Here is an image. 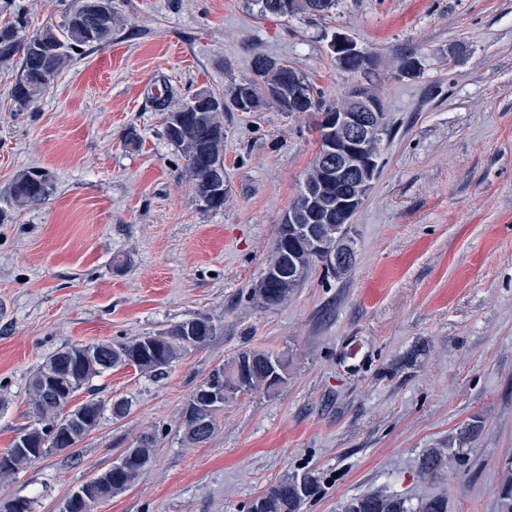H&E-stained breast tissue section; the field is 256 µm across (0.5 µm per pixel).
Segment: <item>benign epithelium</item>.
I'll return each mask as SVG.
<instances>
[{
	"label": "benign epithelium",
	"instance_id": "benign-epithelium-1",
	"mask_svg": "<svg viewBox=\"0 0 512 512\" xmlns=\"http://www.w3.org/2000/svg\"><path fill=\"white\" fill-rule=\"evenodd\" d=\"M331 51L338 57H355L363 64L349 70L352 75H364L370 65V57L350 38L338 34L330 43ZM352 108L348 112H325L322 114V130L318 135L317 158L322 175L316 183H304L301 197L307 201V208L298 211L288 208L282 218V225H302V231L316 250V262L324 270L340 274L352 265L355 259L353 247L343 244L335 250H319L321 229L319 224L332 223V215L341 216L337 226L339 238L349 237L351 219L356 208L341 198L334 197L335 184L344 180L355 183L360 197H365L376 178L380 164L369 151L372 142L381 140L386 129V112L368 92L362 82H356L348 92ZM208 183L212 193L201 199L203 206L215 205L225 190L224 165L213 164L208 171ZM204 400L213 407L224 403V386L214 382L201 390ZM101 499L94 491L90 480L76 488L61 504L58 512H93L94 505Z\"/></svg>",
	"mask_w": 512,
	"mask_h": 512
}]
</instances>
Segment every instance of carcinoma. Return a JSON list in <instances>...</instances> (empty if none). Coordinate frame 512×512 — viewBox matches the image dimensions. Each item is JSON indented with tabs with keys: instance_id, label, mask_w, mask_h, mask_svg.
<instances>
[{
	"instance_id": "obj_1",
	"label": "carcinoma",
	"mask_w": 512,
	"mask_h": 512,
	"mask_svg": "<svg viewBox=\"0 0 512 512\" xmlns=\"http://www.w3.org/2000/svg\"><path fill=\"white\" fill-rule=\"evenodd\" d=\"M336 6V0H298L291 14H325ZM118 12L113 9L99 21L85 17L83 0H74L61 30L47 28L38 34L36 47L26 43L22 25L18 20L0 26V64L9 66L20 63V79L15 86V97L26 105L41 96L55 77L64 70L77 55V49L100 45L112 37ZM257 74L251 85V93L244 94L236 83L227 96H217L202 91L195 94L201 99L176 101L172 91L166 89L155 96L156 110L166 115L181 114L185 117L183 129L171 135L164 129L165 137H174V148L184 159L186 172L195 193L206 189L205 171L209 165L224 162L223 112L236 107L243 96L250 100L251 112L274 107L280 112H339L350 109L348 99L338 104L326 105L314 95L312 83L302 73L284 62L270 63L268 57L257 55L252 60ZM302 83L309 99L308 106H299L288 96V80ZM52 191L51 178L35 179V170L29 169L17 175L11 184L8 197L10 205L18 210L37 206L44 202ZM314 265L313 255L307 244L299 239L293 227L279 228L265 270L283 269L282 278L268 279L264 276L256 281L251 294L264 306H281L297 292L307 280ZM187 322L171 325L156 336H139L122 342H101L86 345L65 346L43 358L29 382V400L34 423L26 427L20 436L29 444L26 449L16 444L4 452L8 462L0 464V479L6 481L18 470L36 462L35 452L42 448L46 430L57 431L63 442H80L100 424L104 415V403L91 396L78 404L82 413L80 423L65 425L63 406L49 389L48 378L56 379L57 385L78 395L83 389L91 390L89 383L108 369L129 365L143 374L157 376L173 362L184 356L192 345L187 332ZM216 326L213 320L201 315L192 323L191 332L197 342L204 345L213 336ZM290 358L288 353L273 354L263 350L239 351L230 361L222 365L209 379L224 382L227 393L269 392L288 379ZM218 411L207 413L208 428L200 437L182 422L183 440L191 445L207 442L217 429ZM478 430V425L468 424L459 428L448 441V447L429 448L420 460L421 473L434 478L448 468V461L457 465L466 464L465 445ZM154 436L144 434L136 440L137 459L128 460L118 469L108 468L97 476L96 489L107 497L117 496L132 488L146 472L145 461L153 460ZM318 480L311 473L293 475L281 479L257 497L259 512H302L306 500L315 496ZM343 512H448V499L443 495L429 496L412 505L407 500L389 494L365 493L347 500Z\"/></svg>"
}]
</instances>
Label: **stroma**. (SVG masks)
Instances as JSON below:
<instances>
[{"label": "stroma", "mask_w": 512, "mask_h": 512, "mask_svg": "<svg viewBox=\"0 0 512 512\" xmlns=\"http://www.w3.org/2000/svg\"><path fill=\"white\" fill-rule=\"evenodd\" d=\"M72 0L20 6L25 36L59 26ZM111 39L83 49L34 103L0 65V451L32 415L31 374L66 345L122 342L200 315L217 329L158 377L131 366L94 378L97 399H129L75 448L0 483L57 512L139 436L154 459L95 512H248L287 476L320 485L302 512H341L365 492L448 512H499L512 474V0H337L323 16L260 14L252 0H112ZM370 52L366 81L389 128L377 179L352 218L356 256L314 268L287 304L251 288L318 149L314 112L224 115V206H201L164 136L154 98L226 94L262 54L288 62L328 104L353 83L335 34ZM411 54L422 64L403 76ZM136 130L138 146L125 135ZM53 179L16 211L23 170ZM288 352L287 381L225 402L208 443L186 445L181 413L239 350ZM478 421L467 466L435 481L420 457Z\"/></svg>", "instance_id": "obj_1"}]
</instances>
